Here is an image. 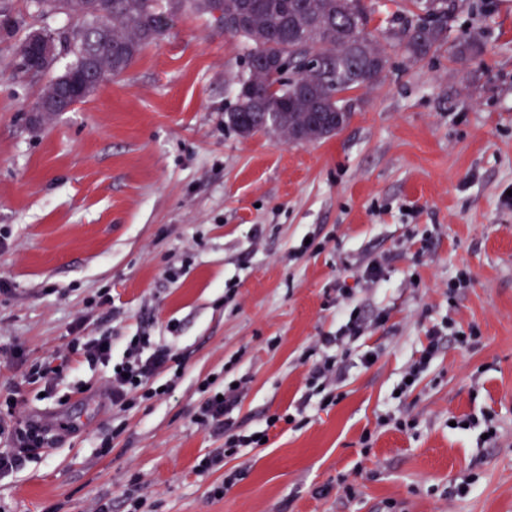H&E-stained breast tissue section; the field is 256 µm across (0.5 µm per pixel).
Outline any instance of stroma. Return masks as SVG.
Wrapping results in <instances>:
<instances>
[{"instance_id": "35a3bbf8", "label": "stroma", "mask_w": 512, "mask_h": 512, "mask_svg": "<svg viewBox=\"0 0 512 512\" xmlns=\"http://www.w3.org/2000/svg\"><path fill=\"white\" fill-rule=\"evenodd\" d=\"M464 31L480 56L453 57ZM14 45L0 34V396L77 324L111 333L117 360L147 330L184 369L169 396L126 412L102 395L106 366L73 365L48 395L22 386V416L55 446L0 479V512H128L129 494L148 512H512V0H456L437 52L391 49L348 123L302 144L227 126L247 46L208 16L171 17L122 75L50 119L31 111L43 84L16 74ZM341 285L368 320L342 398L283 422L316 338L342 322ZM104 290L112 304L91 305ZM447 323L478 335L443 336L398 394L427 329ZM210 377L246 380L234 417L269 432L228 460L247 475L221 498L223 471L196 469L221 445L193 422ZM357 468L354 498L325 493Z\"/></svg>"}]
</instances>
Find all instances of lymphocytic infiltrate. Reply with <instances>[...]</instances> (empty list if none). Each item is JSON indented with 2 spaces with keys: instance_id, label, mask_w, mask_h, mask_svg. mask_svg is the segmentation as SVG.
Returning <instances> with one entry per match:
<instances>
[{
  "instance_id": "1",
  "label": "lymphocytic infiltrate",
  "mask_w": 512,
  "mask_h": 512,
  "mask_svg": "<svg viewBox=\"0 0 512 512\" xmlns=\"http://www.w3.org/2000/svg\"><path fill=\"white\" fill-rule=\"evenodd\" d=\"M359 331L358 320L352 316L335 335L321 336L316 340L323 355L312 364L307 386L312 394L329 404H336L340 399L339 394L330 391V383L340 382L348 368L347 356L342 349L346 341L358 336ZM112 343V336L105 333L72 337L66 345L65 354L60 357L59 366H52L48 361L34 364L25 374L24 381L28 384L43 383L45 391H52L54 381L63 374L64 363L76 356L91 366H111L106 394L117 410L126 411L138 402L154 400L161 393L171 392L172 382L162 379L178 360L171 345L144 332L127 339L123 358L116 363L112 360ZM200 390L203 398L193 421L207 429L211 436L222 439L224 445L213 454L204 456L198 463V469L202 472L223 471V484L213 490L214 496L220 497L225 489L245 477L244 470H226L227 459L237 455L239 449L259 447L260 442L254 434L239 431L233 421V413L243 401L240 388L220 386L205 380L201 382ZM17 406V401L11 398L0 404V437L6 440L5 448L0 449V478L20 471L30 458L50 445L49 426L18 417Z\"/></svg>"
}]
</instances>
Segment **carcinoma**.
<instances>
[{"label":"carcinoma","instance_id":"cac0c4a2","mask_svg":"<svg viewBox=\"0 0 512 512\" xmlns=\"http://www.w3.org/2000/svg\"><path fill=\"white\" fill-rule=\"evenodd\" d=\"M157 0H28L27 17L0 10V25L28 30L50 15L68 18L93 37L94 57L77 48L63 52L67 63L56 71L59 58L38 62L20 41L16 70L31 78H48L33 103L44 112L64 111L84 101L98 88L91 72L102 69L118 76L141 51L161 35L166 15L188 9L204 14L224 32L247 45L248 68L237 80L235 104L225 121L242 136L272 128L293 143L328 138L341 129L347 93L370 86L388 64L384 46L368 32L370 8L365 0H167V12ZM413 19L388 30L387 38L415 59L425 58L445 39L453 0H413ZM288 57L294 77L273 75V64ZM321 59L308 65L311 56Z\"/></svg>","mask_w":512,"mask_h":512}]
</instances>
